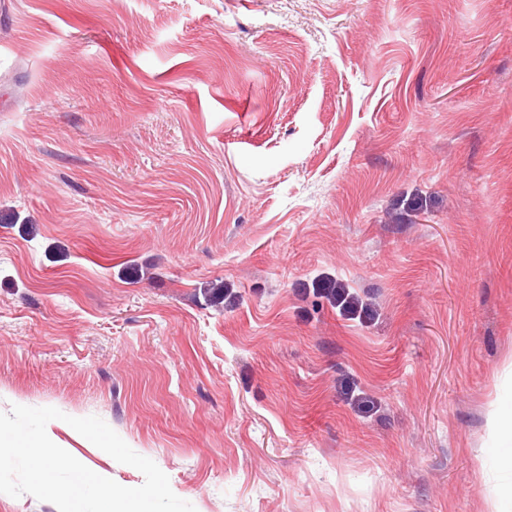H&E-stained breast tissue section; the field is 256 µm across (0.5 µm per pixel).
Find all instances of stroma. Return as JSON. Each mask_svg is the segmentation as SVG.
<instances>
[{
  "instance_id": "obj_1",
  "label": "stroma",
  "mask_w": 512,
  "mask_h": 512,
  "mask_svg": "<svg viewBox=\"0 0 512 512\" xmlns=\"http://www.w3.org/2000/svg\"><path fill=\"white\" fill-rule=\"evenodd\" d=\"M14 404L196 512H512V0H0ZM511 410L508 418L509 426L503 430L502 435L504 442L498 448H492L488 458L496 462L502 467L512 468V427H511Z\"/></svg>"
}]
</instances>
